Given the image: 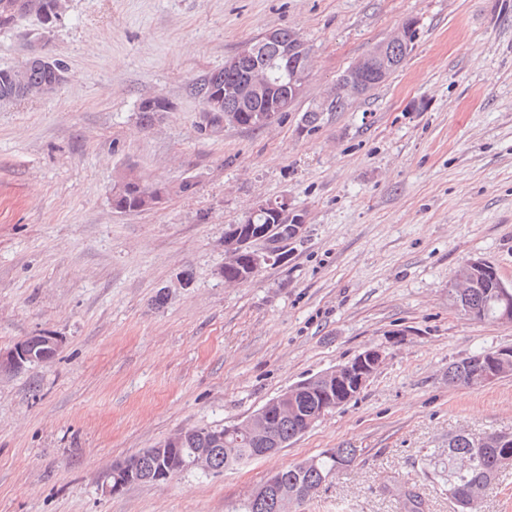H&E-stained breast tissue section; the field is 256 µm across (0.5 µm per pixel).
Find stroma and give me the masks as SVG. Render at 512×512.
Returning a JSON list of instances; mask_svg holds the SVG:
<instances>
[{"instance_id":"stroma-1","label":"stroma","mask_w":512,"mask_h":512,"mask_svg":"<svg viewBox=\"0 0 512 512\" xmlns=\"http://www.w3.org/2000/svg\"><path fill=\"white\" fill-rule=\"evenodd\" d=\"M410 17L404 66L331 108L340 75ZM274 29L310 48L302 97L269 128L204 126L192 81ZM39 33L0 30V68ZM46 50L67 81L0 103V351L62 344L0 377V512H243L269 472L338 446L355 461L295 512H403V485L453 512L426 455L512 432V374L448 381L458 359L512 348V323L448 297L469 259L512 284V0H67ZM154 96L172 109L142 126ZM130 168L169 187L160 207L113 208ZM281 195L305 236L226 285V226ZM370 347L384 360L360 393L274 455L101 493L113 461L241 421ZM40 338L38 347L30 343L32 338ZM60 348L58 336H28L16 342L8 351L0 353V375H9L22 371L34 364L48 363Z\"/></svg>"}]
</instances>
